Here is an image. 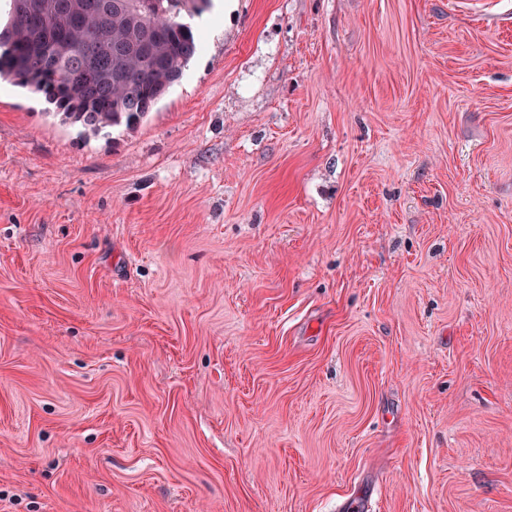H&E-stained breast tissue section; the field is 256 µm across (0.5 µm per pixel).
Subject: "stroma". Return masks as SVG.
<instances>
[{"mask_svg":"<svg viewBox=\"0 0 512 512\" xmlns=\"http://www.w3.org/2000/svg\"><path fill=\"white\" fill-rule=\"evenodd\" d=\"M136 130L0 78V512H512V0H237Z\"/></svg>","mask_w":512,"mask_h":512,"instance_id":"1","label":"stroma"}]
</instances>
